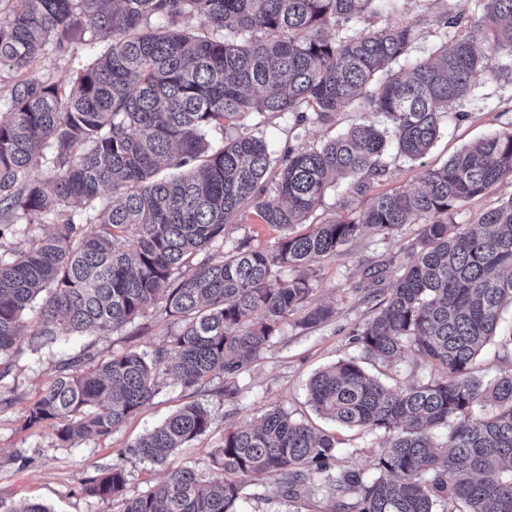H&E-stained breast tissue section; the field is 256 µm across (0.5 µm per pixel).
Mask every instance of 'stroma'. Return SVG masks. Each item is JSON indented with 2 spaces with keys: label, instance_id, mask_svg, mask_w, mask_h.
I'll list each match as a JSON object with an SVG mask.
<instances>
[{
  "label": "stroma",
  "instance_id": "35a3bbf8",
  "mask_svg": "<svg viewBox=\"0 0 512 512\" xmlns=\"http://www.w3.org/2000/svg\"><path fill=\"white\" fill-rule=\"evenodd\" d=\"M469 19L480 17L485 0H406L400 20H420L418 39L412 55L423 58L440 44L470 34L482 41L480 30L463 25L438 31L428 22L442 7ZM93 58L89 44L82 40L64 50L47 48L31 66L28 75L39 81L67 86ZM494 65L495 79L478 76L475 96L456 104L462 119H448L440 138L426 158L412 162L399 157L388 147L384 160L387 175L374 182L371 194L412 192L421 185L426 168L442 165L465 146L496 132L512 129V53L500 51ZM420 225L407 224L395 238L381 239L366 234L347 245L337 256L321 259L316 265L317 286L309 306H333L329 322L303 328L302 313H295L282 326L270 348L237 380L240 394L217 407L209 430L176 454L178 462L205 470L210 457L224 435L238 425L256 420L270 405L288 411L293 418L312 420L322 430L336 434L341 445L336 454L340 467L369 468L372 459L388 441L384 433L337 428L335 423L317 417L307 401V384L318 371L339 360L361 357L371 374L386 382L407 386L437 378L436 368L413 353H405L396 362L385 364L362 358L353 332L367 322L383 298L382 293L367 294L359 283L367 269L380 267L395 274L405 264L406 242L417 237ZM167 323L148 314L109 336H68L51 348L24 352L13 360L10 373L0 381V512H11L24 503H39L49 512H112L111 504L85 494L84 481L98 476L102 469L120 464L126 473V494L135 496L154 485L163 476L161 467L126 454L125 448L139 436L159 425L185 404L196 401L192 390L168 382L163 391L106 437H90L75 445L60 443L52 425L25 427L30 405L53 382L60 360L90 352L106 358L128 351H152L167 342ZM241 512H285L286 505L275 496L267 477L256 475L243 485L239 500Z\"/></svg>",
  "mask_w": 512,
  "mask_h": 512
}]
</instances>
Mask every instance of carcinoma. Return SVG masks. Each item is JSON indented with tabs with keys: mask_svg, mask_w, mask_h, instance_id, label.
Masks as SVG:
<instances>
[{
	"mask_svg": "<svg viewBox=\"0 0 512 512\" xmlns=\"http://www.w3.org/2000/svg\"><path fill=\"white\" fill-rule=\"evenodd\" d=\"M400 2L17 0L0 18V69L20 76L0 111V239L53 226L19 241L11 259L0 253V379L39 296L34 352L67 335L109 336L149 310L170 326L167 348L86 370L58 365L27 410L28 427L52 421L66 444L106 437L166 378L221 404L236 398V379L307 303L320 259L368 230L388 238L422 225L356 341L367 358L411 351L442 374L401 388L348 358L307 387L318 414L389 435L371 471L336 468L335 436L272 405L259 423L224 435L205 479L175 460L212 422L215 406L193 402L128 447L164 468L161 482L128 497L117 464L85 481L84 492L115 512H240L241 483L254 474L270 478L292 512L314 483L338 512H512V367L489 381L475 371L489 343L512 350V331L498 333L512 307V197L473 224L452 222L460 205L512 178V129L426 170L418 192L379 194L358 214L293 232L336 177L355 178L350 192L366 194L386 174L388 145L424 159L452 107L475 94L477 75L495 77L497 52H512V0H487L474 22L482 50L462 37L412 59L417 25L359 26L362 6L390 17ZM76 39L95 51L69 88L26 77L47 45ZM350 106L359 119L346 131L280 153L260 123H244L289 113L296 127L329 124ZM39 164L50 176L32 182ZM247 211L279 229L277 240L215 255ZM334 314L311 307L301 326Z\"/></svg>",
	"mask_w": 512,
	"mask_h": 512,
	"instance_id": "obj_1",
	"label": "carcinoma"
}]
</instances>
